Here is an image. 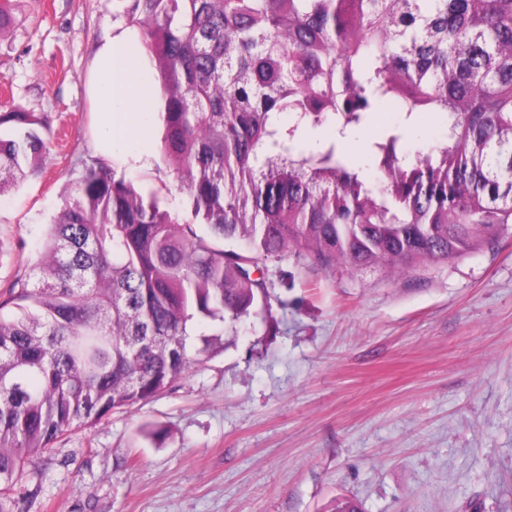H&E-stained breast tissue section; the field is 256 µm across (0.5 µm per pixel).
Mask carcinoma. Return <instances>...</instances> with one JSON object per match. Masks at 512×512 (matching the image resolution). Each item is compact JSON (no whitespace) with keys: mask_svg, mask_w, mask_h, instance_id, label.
<instances>
[{"mask_svg":"<svg viewBox=\"0 0 512 512\" xmlns=\"http://www.w3.org/2000/svg\"><path fill=\"white\" fill-rule=\"evenodd\" d=\"M159 82L161 152L194 223L103 162L68 187L29 274L0 298V512L41 489L33 458L146 402L272 318L262 266L406 271L512 231V0H124ZM391 107L448 137L340 144ZM291 118L280 122V115ZM328 122L335 136L307 142ZM0 170L36 177L31 112L0 113Z\"/></svg>","mask_w":512,"mask_h":512,"instance_id":"cac0c4a2","label":"carcinoma"}]
</instances>
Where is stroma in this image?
Here are the masks:
<instances>
[{
    "label": "stroma",
    "instance_id": "35a3bbf8",
    "mask_svg": "<svg viewBox=\"0 0 512 512\" xmlns=\"http://www.w3.org/2000/svg\"><path fill=\"white\" fill-rule=\"evenodd\" d=\"M116 0H13L0 33V108L45 117L40 177L0 194V291L28 260L96 148L93 57ZM115 141L111 165L184 194L156 115ZM276 335L262 317L155 398L38 455L29 512H512V235L398 276L268 262ZM162 428L164 440L147 438Z\"/></svg>",
    "mask_w": 512,
    "mask_h": 512
}]
</instances>
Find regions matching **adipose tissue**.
Returning <instances> with one entry per match:
<instances>
[{"label": "adipose tissue", "instance_id": "obj_1", "mask_svg": "<svg viewBox=\"0 0 512 512\" xmlns=\"http://www.w3.org/2000/svg\"><path fill=\"white\" fill-rule=\"evenodd\" d=\"M142 57V45L125 31L96 53L94 92L103 107L99 148L104 155H111L113 141L140 131L138 116L145 109L147 87L144 80H132L131 73L140 67Z\"/></svg>", "mask_w": 512, "mask_h": 512}]
</instances>
